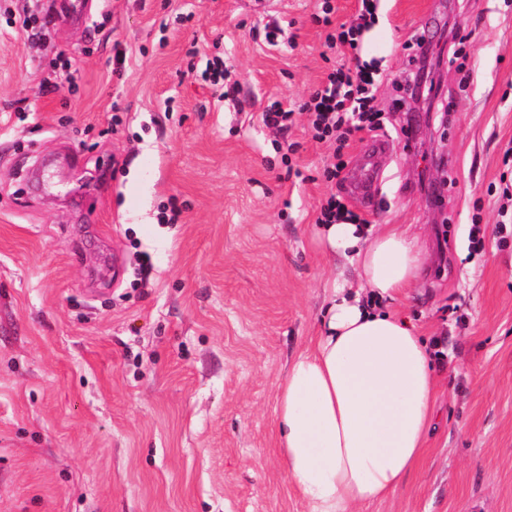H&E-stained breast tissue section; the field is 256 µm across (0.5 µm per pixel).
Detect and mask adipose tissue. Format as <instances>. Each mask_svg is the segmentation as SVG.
Instances as JSON below:
<instances>
[{
	"mask_svg": "<svg viewBox=\"0 0 512 512\" xmlns=\"http://www.w3.org/2000/svg\"><path fill=\"white\" fill-rule=\"evenodd\" d=\"M358 290L334 282L321 334L288 368L276 408L286 473L309 512L388 499L416 466L431 426L433 360L413 320L384 299L410 287L413 240L342 221L324 227Z\"/></svg>",
	"mask_w": 512,
	"mask_h": 512,
	"instance_id": "1",
	"label": "adipose tissue"
}]
</instances>
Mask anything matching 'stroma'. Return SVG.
Masks as SVG:
<instances>
[{"instance_id": "35a3bbf8", "label": "stroma", "mask_w": 512, "mask_h": 512, "mask_svg": "<svg viewBox=\"0 0 512 512\" xmlns=\"http://www.w3.org/2000/svg\"><path fill=\"white\" fill-rule=\"evenodd\" d=\"M86 4L79 23L53 5L39 36L0 19V512H307L275 409L334 280L356 281L316 222L333 195L415 240L386 306L444 353L416 468L358 512H512V0H377L384 123L341 151L305 116L262 122L326 79L321 0ZM419 34L442 62L409 139L394 101ZM217 58L227 96L203 78ZM376 137L365 206L347 173Z\"/></svg>"}]
</instances>
